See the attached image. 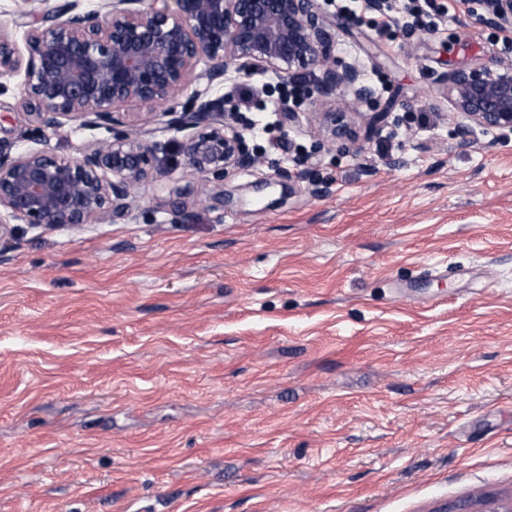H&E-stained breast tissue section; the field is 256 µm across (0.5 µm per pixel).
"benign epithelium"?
Masks as SVG:
<instances>
[{
    "label": "benign epithelium",
    "instance_id": "obj_1",
    "mask_svg": "<svg viewBox=\"0 0 512 512\" xmlns=\"http://www.w3.org/2000/svg\"><path fill=\"white\" fill-rule=\"evenodd\" d=\"M81 0L60 3L23 23L22 34L0 29V76L22 78V112L38 131L67 121L104 126L112 137L61 156L45 150L13 152L0 137V239L12 221L32 226L78 227L122 220L133 205L132 190L157 172L161 144L140 134L137 119L121 107L140 103L166 118L178 132L193 130L179 145L181 163L202 177L224 180L230 169L258 162L233 124L224 96H213L229 74L258 69L282 78L319 72L309 95L323 107L318 131L330 144L359 138L355 113L333 100L344 88L358 104L375 90L356 61L334 65L336 32L345 21L324 16L316 0ZM484 23L512 30V0H485ZM448 101L458 119L459 147L475 132H512V63L481 61L451 68ZM189 93L180 112L162 105ZM280 181L255 192L267 205Z\"/></svg>",
    "mask_w": 512,
    "mask_h": 512
}]
</instances>
